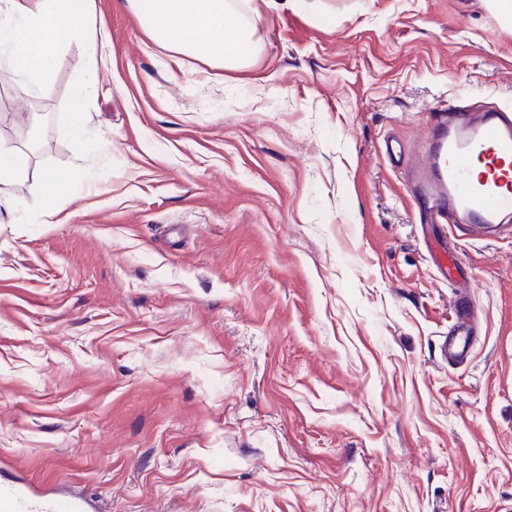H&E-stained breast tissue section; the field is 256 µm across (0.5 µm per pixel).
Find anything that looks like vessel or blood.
I'll list each match as a JSON object with an SVG mask.
<instances>
[{
	"label": "vessel or blood",
	"mask_w": 512,
	"mask_h": 512,
	"mask_svg": "<svg viewBox=\"0 0 512 512\" xmlns=\"http://www.w3.org/2000/svg\"><path fill=\"white\" fill-rule=\"evenodd\" d=\"M385 151L406 167V190L421 208L429 258L449 280L458 281L448 308L452 326L442 354L454 363L471 349L475 304L464 281L463 260L448 242V227L467 226L488 234L512 217V113L471 105L441 106L433 112L420 153L396 140ZM0 512H86L82 498L41 501L18 482H0Z\"/></svg>",
	"instance_id": "b4317fda"
}]
</instances>
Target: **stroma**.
<instances>
[{
	"mask_svg": "<svg viewBox=\"0 0 512 512\" xmlns=\"http://www.w3.org/2000/svg\"><path fill=\"white\" fill-rule=\"evenodd\" d=\"M255 27L228 70L93 0L95 54L0 86L29 157L0 211V473L94 512H512V223L448 229L478 319L445 363L453 288L383 150L440 104L512 107V22L298 0Z\"/></svg>",
	"mask_w": 512,
	"mask_h": 512,
	"instance_id": "obj_1",
	"label": "stroma"
}]
</instances>
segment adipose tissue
Instances as JSON below:
<instances>
[{
  "label": "adipose tissue",
  "instance_id": "obj_1",
  "mask_svg": "<svg viewBox=\"0 0 512 512\" xmlns=\"http://www.w3.org/2000/svg\"><path fill=\"white\" fill-rule=\"evenodd\" d=\"M87 0H0V44L11 54L0 64V85L44 72L58 51L89 48ZM131 10L170 51L188 53L203 64L240 68L254 44L255 27L235 0H117Z\"/></svg>",
  "mask_w": 512,
  "mask_h": 512
}]
</instances>
